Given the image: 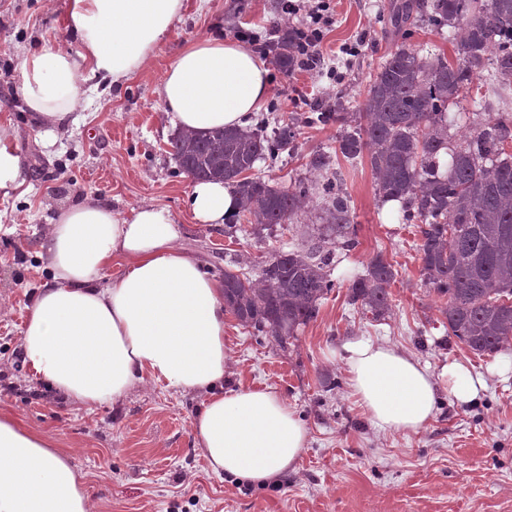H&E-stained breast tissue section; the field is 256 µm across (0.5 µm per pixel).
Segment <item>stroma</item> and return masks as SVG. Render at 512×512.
Returning <instances> with one entry per match:
<instances>
[{
  "label": "stroma",
  "mask_w": 512,
  "mask_h": 512,
  "mask_svg": "<svg viewBox=\"0 0 512 512\" xmlns=\"http://www.w3.org/2000/svg\"><path fill=\"white\" fill-rule=\"evenodd\" d=\"M391 0H332V22L321 49L342 77L269 67V93L252 122L274 135L292 114L343 100L358 111L365 89L396 37L383 23ZM66 0H0V121L20 131L26 183L21 196L0 200V372L12 388L0 392V414L52 441L68 454L94 512H512V376H491L479 397L452 403L438 390L437 413L417 433L376 428L352 395L341 359L345 342L387 343L441 374L448 363L485 371L493 355H477L449 337L441 298L421 275L416 225L399 220V205L381 203L368 161L341 163L357 228L355 248L331 272L334 290L287 350L255 336L233 315L224 318V387L267 386L293 408L308 430L297 468L265 486L213 474L196 446L192 422L201 396L144 380L119 402L87 409L35 381L18 354L33 293L48 276L43 233L62 203L91 196L126 214L142 205L167 209L179 243L216 281L225 270L257 279L273 249L306 245L324 223L319 190L327 173L311 157L334 153L335 125L294 127L291 151L255 163L253 176L274 187L308 182L292 222L256 230L240 213L237 231L201 224L186 209L192 183L170 153L172 128L156 94L164 71L189 43L237 30L275 37L276 0H186L185 9L147 66L124 84L89 90V104L66 132L49 138L16 95L25 50L44 44L76 48L65 25ZM360 43L345 58L342 48ZM334 86L332 96L323 88ZM376 256L397 276L392 310L380 322L351 304L348 286Z\"/></svg>",
  "instance_id": "stroma-1"
}]
</instances>
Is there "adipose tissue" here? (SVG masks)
Returning a JSON list of instances; mask_svg holds the SVG:
<instances>
[{"label": "adipose tissue", "instance_id": "1", "mask_svg": "<svg viewBox=\"0 0 512 512\" xmlns=\"http://www.w3.org/2000/svg\"><path fill=\"white\" fill-rule=\"evenodd\" d=\"M184 8V0H66L79 48L23 54L18 93L45 133L87 106L86 85L116 84L139 72ZM261 54L210 37L179 53L157 89L172 127L206 132L244 126L269 93ZM15 127L0 123V197L26 183ZM186 207L202 224H230L238 199L220 181L193 182ZM168 210L142 206L122 216L99 200L62 206L44 236L52 272L38 290L20 337L35 378L74 405L122 398L144 378L204 399L193 422L211 470L264 485L295 469L308 431L270 388H224V296L201 262L177 245ZM123 268L111 274L113 258ZM349 386L379 429L419 432L436 416L437 382L428 367L368 339L343 347ZM484 374L461 362L443 377L449 397L468 404ZM0 512H91L70 457L38 433L0 416Z\"/></svg>", "mask_w": 512, "mask_h": 512}]
</instances>
